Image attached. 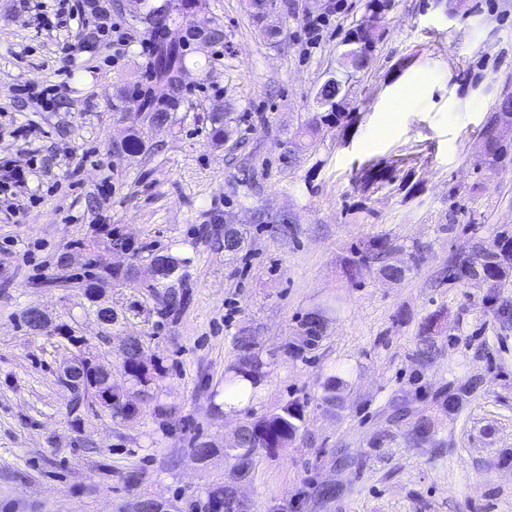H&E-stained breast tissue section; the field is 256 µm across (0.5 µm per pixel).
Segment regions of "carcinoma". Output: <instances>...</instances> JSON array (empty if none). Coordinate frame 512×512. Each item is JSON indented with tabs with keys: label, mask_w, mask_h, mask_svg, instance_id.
Returning a JSON list of instances; mask_svg holds the SVG:
<instances>
[{
	"label": "carcinoma",
	"mask_w": 512,
	"mask_h": 512,
	"mask_svg": "<svg viewBox=\"0 0 512 512\" xmlns=\"http://www.w3.org/2000/svg\"><path fill=\"white\" fill-rule=\"evenodd\" d=\"M197 4L198 0H164V4H157L146 0L144 12L140 20L152 32L158 34L151 62L152 86L142 95V118L150 126L161 129L172 120V113L181 106L177 88L179 76L186 69L185 33L189 29L188 11L186 2ZM197 36L206 44H220L224 42V27L213 22L205 30L197 29ZM211 122V138L216 145L224 143V113L212 112L209 115ZM123 151L130 154H139L145 149V142L141 135L134 131L128 134L120 143ZM480 152L489 165L499 167L512 163V151L509 146H493L480 144ZM390 250L387 240L380 239L374 244L372 251L353 261L349 275L356 279L363 276V272L370 268L373 261L380 259ZM161 268V274L153 287L155 292L156 313L166 318L174 314L184 300L186 283L180 275L184 260L167 252L154 256ZM512 268V238H503L493 245L478 243L473 248L472 256L450 260L448 273L454 277H461L465 273L493 280V286L498 288L509 269ZM340 306L336 299L328 298L313 307L315 318L312 321L302 320V336L296 342L287 343V349L297 355L316 349L324 336L330 322L336 319ZM78 360L82 380L84 382L83 395L75 407L68 414H79L99 404L98 397L100 379L95 370V363L84 356H75ZM267 362L262 358L257 348L255 337L245 336L241 339L239 356L228 369L224 378V390L230 394L245 395L241 381L248 380L256 385L260 381L263 369ZM127 379L135 385H145L146 369L141 366L138 358L129 357L123 365ZM345 380L336 373H331L320 383V401L322 407L331 413L344 409L342 391ZM114 401L107 411L114 418L127 419L136 410V404L130 399L127 391L115 389ZM458 397L441 399L432 402L431 407L415 415L410 431V441L414 446L424 444H437V424L439 415L450 413L457 408ZM305 417V405L298 399L289 401L280 406L275 412L257 420H248L242 425L240 448H226L224 454L234 461L237 472L246 479H251L256 458L259 457L257 449L266 448L270 451L288 448L289 443L299 434Z\"/></svg>",
	"instance_id": "cac0c4a2"
}]
</instances>
